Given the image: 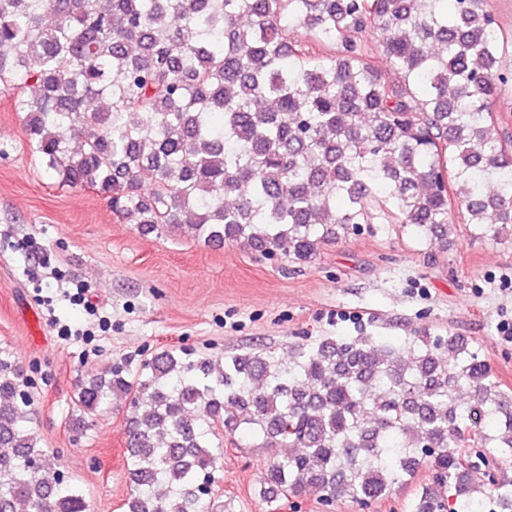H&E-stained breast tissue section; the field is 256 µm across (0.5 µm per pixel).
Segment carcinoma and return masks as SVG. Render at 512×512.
<instances>
[{"label": "carcinoma", "instance_id": "1", "mask_svg": "<svg viewBox=\"0 0 512 512\" xmlns=\"http://www.w3.org/2000/svg\"><path fill=\"white\" fill-rule=\"evenodd\" d=\"M511 53L488 0H0V91L22 90L28 147L59 185L143 235L298 266L373 219L424 237L461 210L500 238ZM110 374L75 394L71 430L125 402L124 512H204L220 435L271 451L262 512L309 492L368 508L425 469L407 512H512V391L465 336H323L286 360L165 350ZM31 407L0 348V512H90Z\"/></svg>", "mask_w": 512, "mask_h": 512}]
</instances>
